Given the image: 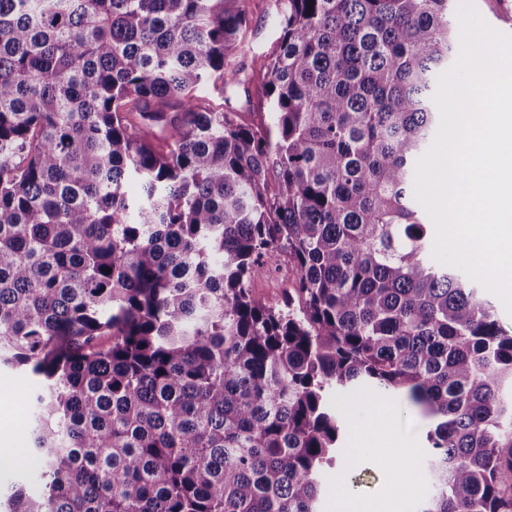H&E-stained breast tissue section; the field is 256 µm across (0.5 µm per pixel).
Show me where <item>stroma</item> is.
I'll list each match as a JSON object with an SVG mask.
<instances>
[{"label":"stroma","instance_id":"stroma-1","mask_svg":"<svg viewBox=\"0 0 512 512\" xmlns=\"http://www.w3.org/2000/svg\"><path fill=\"white\" fill-rule=\"evenodd\" d=\"M276 0H250L249 23L240 36L236 59L245 68L246 81L236 87L229 101L251 125L268 123L264 94L265 65L276 48L279 24ZM36 383L19 371L0 369V411L19 421H31L30 396ZM330 404L341 413L346 426L343 446L346 459L337 470L323 474L321 512H333L337 478L353 484L365 498L387 496L399 485L400 512H418L432 492L426 432L430 421L407 397L374 399L367 390L349 388L332 393ZM387 448H406L410 463L401 471L388 469L383 455Z\"/></svg>","mask_w":512,"mask_h":512}]
</instances>
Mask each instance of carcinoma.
<instances>
[{
  "label": "carcinoma",
  "instance_id": "cac0c4a2",
  "mask_svg": "<svg viewBox=\"0 0 512 512\" xmlns=\"http://www.w3.org/2000/svg\"><path fill=\"white\" fill-rule=\"evenodd\" d=\"M279 2L259 128L201 95L248 0H0V367L42 479L8 512H319L352 387L434 419L420 512H512V335L413 193L451 0ZM278 265L281 268L278 270ZM263 276L254 281L252 288L256 295L270 303L277 302L285 288L292 287L293 273L283 264V257L272 256L267 260ZM288 274V276H286ZM288 278V284H287ZM36 388L35 380L19 371L0 369V411L11 412L20 424H30L32 406L30 395Z\"/></svg>",
  "mask_w": 512,
  "mask_h": 512
}]
</instances>
